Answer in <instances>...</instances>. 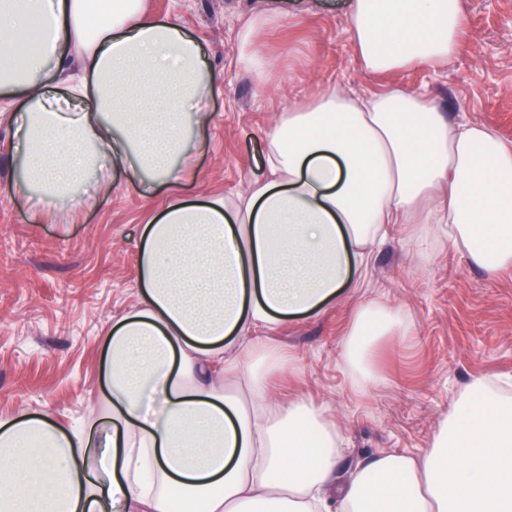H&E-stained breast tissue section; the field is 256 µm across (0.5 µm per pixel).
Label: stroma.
Segmentation results:
<instances>
[{"label":"stroma","instance_id":"obj_1","mask_svg":"<svg viewBox=\"0 0 512 512\" xmlns=\"http://www.w3.org/2000/svg\"><path fill=\"white\" fill-rule=\"evenodd\" d=\"M348 0H145L177 16L202 47L215 80L204 109L190 199L236 198L258 164L264 134L301 101L342 85L365 94L394 86L428 90L455 122H479L512 140V0H462L466 24L448 65L366 76L344 30ZM267 23L251 53L271 61L258 78L239 54L257 14ZM12 126L0 116V419L52 414L64 424L103 421L106 348L113 321L139 302L138 243L167 193L118 178L82 208L52 207L30 219L8 190L18 171ZM402 310L405 335L373 348L375 384L360 388L342 345L360 305ZM287 365L268 392L330 410L345 451L340 476L382 451L428 447L453 401L474 380L512 376V268L490 276L447 241L419 258L403 236L375 253L363 288H348L312 315L260 329Z\"/></svg>","mask_w":512,"mask_h":512}]
</instances>
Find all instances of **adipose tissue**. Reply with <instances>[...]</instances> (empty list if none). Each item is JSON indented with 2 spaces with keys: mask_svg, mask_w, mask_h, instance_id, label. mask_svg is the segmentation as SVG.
<instances>
[{
  "mask_svg": "<svg viewBox=\"0 0 512 512\" xmlns=\"http://www.w3.org/2000/svg\"><path fill=\"white\" fill-rule=\"evenodd\" d=\"M344 18L369 76L448 63L464 25L461 0H350ZM213 85L198 42L142 0L97 17L90 0H0V99L24 100L15 193L37 213L109 193L119 172L169 189L143 227L139 304L105 339L108 428L1 420L0 512H512V398L491 383L419 454H376L343 480L337 429L269 397L285 357L252 335L357 287L390 224L419 255L443 229L487 274L512 268V143L421 91L339 86L268 129L245 195L194 201L178 187ZM405 325L358 309L342 352L357 383Z\"/></svg>",
  "mask_w": 512,
  "mask_h": 512,
  "instance_id": "adipose-tissue-1",
  "label": "adipose tissue"
}]
</instances>
